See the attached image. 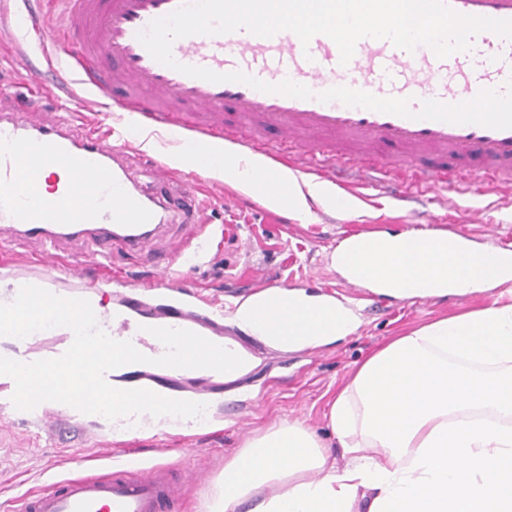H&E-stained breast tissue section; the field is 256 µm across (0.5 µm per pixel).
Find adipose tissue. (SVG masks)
Instances as JSON below:
<instances>
[{
  "instance_id": "1",
  "label": "adipose tissue",
  "mask_w": 512,
  "mask_h": 512,
  "mask_svg": "<svg viewBox=\"0 0 512 512\" xmlns=\"http://www.w3.org/2000/svg\"><path fill=\"white\" fill-rule=\"evenodd\" d=\"M170 159L302 221L314 203L354 210L334 188L260 158L237 163L232 151L189 138ZM331 264L343 278L398 299L499 284L496 248L476 249L444 232L355 235ZM262 305L246 298L233 317L287 350L331 343L358 327L341 301L302 291L275 323ZM327 420L347 464L337 466L301 422H281L225 463L205 512H512V297L393 338L337 392Z\"/></svg>"
}]
</instances>
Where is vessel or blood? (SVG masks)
I'll use <instances>...</instances> for the list:
<instances>
[{
  "label": "vessel or blood",
  "instance_id": "obj_1",
  "mask_svg": "<svg viewBox=\"0 0 512 512\" xmlns=\"http://www.w3.org/2000/svg\"><path fill=\"white\" fill-rule=\"evenodd\" d=\"M181 0H46L56 16L44 27L40 12L16 8L13 28L20 44L19 66H27L38 52L49 69L70 77L74 86L112 98L113 108L137 121L141 131L174 143L183 135L204 146L230 144L243 158L266 157L294 172L343 189L359 180L403 201L407 186L393 184L392 171L375 159L379 150L398 152L402 165L413 167L418 181L459 188L464 164L486 161L485 173L496 186L512 187V129L439 120H413L318 96L346 86L379 97L408 99L412 110L434 99L457 104L475 99L481 91L505 92L512 78V40L489 31L475 34L471 48L438 58L425 45L406 51L385 39L362 38L353 58L341 64L335 42L323 34L302 44L290 31L266 38L240 29L228 34L193 35L175 41L172 52L182 64L218 73L241 71L276 85L284 80L308 87L312 98L267 93L235 82L213 83L190 77L157 63L137 38L139 31L172 12ZM463 16L512 19V0H446ZM76 42L70 55L61 45ZM112 129L77 131L73 120L57 113L32 120L0 101V246L16 251L29 244L41 246L40 281L64 298H80L89 273L117 243L126 250L141 248L157 221L160 198L145 196L129 185L127 158L112 146ZM66 165L77 174L65 194L47 199L36 191L39 178L50 168ZM159 177L175 186L190 205L187 219L195 240L177 258L194 263L209 244L202 210L195 208L193 192L181 188L175 171L157 166ZM94 188L82 223L72 221L70 202L81 196L83 182ZM63 237L93 240L96 248L87 264L73 265L70 288L56 286L55 243ZM156 285L166 295L158 309L145 306L140 288L129 285L113 296L112 309L98 312V326L112 338L128 340L142 353L164 354L161 342L150 335L153 327L183 329L187 320L181 290L169 265L156 266ZM73 334L61 336L43 349L39 333L14 339L9 358L31 363L61 356ZM191 387L165 382L161 369L150 364H128L108 371L106 380L120 390L148 389L159 395L208 403L215 389L216 371L192 370ZM15 383L0 375V410L39 430H59L81 419L70 405L47 401L32 410L12 402ZM109 466L89 470L81 449H73L77 470L70 477L24 495L17 512H180L188 488L200 485L203 472L186 467L180 480H171L165 464L130 461L126 433L112 432L107 450Z\"/></svg>",
  "mask_w": 512,
  "mask_h": 512
}]
</instances>
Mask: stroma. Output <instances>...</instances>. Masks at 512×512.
<instances>
[{"label":"stroma","mask_w":512,"mask_h":512,"mask_svg":"<svg viewBox=\"0 0 512 512\" xmlns=\"http://www.w3.org/2000/svg\"><path fill=\"white\" fill-rule=\"evenodd\" d=\"M17 51L12 18L0 14V92L13 99L16 111L38 105L58 112L78 111L105 126L119 124L118 115L103 108L100 96L82 93L69 98L58 91L61 75L48 70L41 58H34L31 69L25 71L15 66ZM181 175L187 188L196 189L216 236L197 266L176 267V278L182 287L223 306L225 336L250 357L246 372L225 384L220 420L210 435L174 439V451L167 455L155 453L152 441L139 443L142 462H180L206 473L205 483L187 492L186 512H203V505L217 490L225 462L252 436L285 420L303 422L329 445L337 464H345L347 456L328 427L326 413L336 391L357 367L392 337L440 317L493 305L500 294L493 288L474 292L464 302L448 298L399 300L374 297L363 287L350 295L331 266V254L338 242L357 233L372 229L396 233L417 230L424 224L434 229L455 224L474 235L489 225L500 235L512 237V195L506 189L452 194L444 187H425L407 171L402 178L416 197L409 207H399L364 187L359 212L343 218L316 206L312 218L303 222L287 211L263 205L224 180L192 169L182 170ZM191 235L190 225L175 221L162 225L140 251L113 246L112 269L107 281L97 283L95 293L111 298L114 282L126 279L144 288L148 303H161V295L153 289L147 256L171 253ZM284 283L311 295L331 289L337 300L356 312L358 329L307 354L270 346L232 320L236 302L246 299L253 285ZM108 427L104 419L82 431L50 436L23 423L0 419V502L72 474L70 449H84L91 457L102 455Z\"/></svg>","instance_id":"35a3bbf8"}]
</instances>
